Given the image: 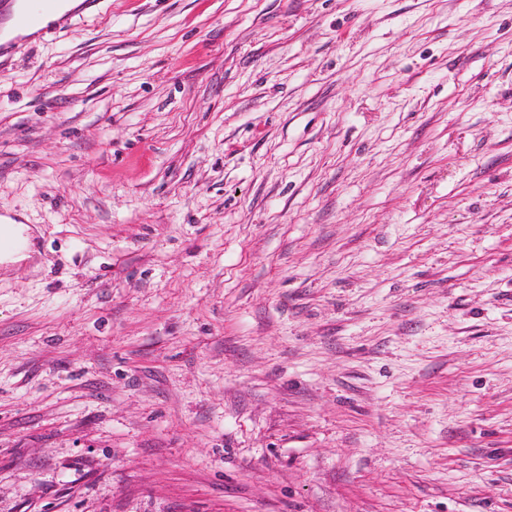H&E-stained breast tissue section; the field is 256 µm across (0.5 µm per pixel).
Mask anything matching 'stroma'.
I'll list each match as a JSON object with an SVG mask.
<instances>
[{
    "instance_id": "obj_1",
    "label": "stroma",
    "mask_w": 512,
    "mask_h": 512,
    "mask_svg": "<svg viewBox=\"0 0 512 512\" xmlns=\"http://www.w3.org/2000/svg\"><path fill=\"white\" fill-rule=\"evenodd\" d=\"M0 213V512H512V0H98ZM28 226L26 224H17V223H10V224H4V233L5 235H14L17 234L19 237L22 238L24 242V246L20 250L11 251L6 250L4 253H0V263L1 260L4 262H15L20 259H22L23 252L28 248L29 246V231Z\"/></svg>"
}]
</instances>
